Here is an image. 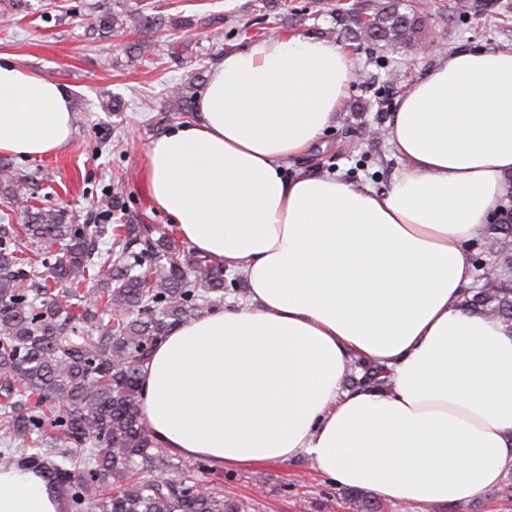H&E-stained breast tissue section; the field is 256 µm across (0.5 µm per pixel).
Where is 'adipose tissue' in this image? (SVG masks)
Instances as JSON below:
<instances>
[{
	"mask_svg": "<svg viewBox=\"0 0 512 512\" xmlns=\"http://www.w3.org/2000/svg\"><path fill=\"white\" fill-rule=\"evenodd\" d=\"M355 72L336 42L278 35L226 53L192 120L153 140L156 209L246 295L179 324L142 369L157 447L219 469L306 458L339 486L434 507L512 467V331L467 310L465 250L512 185V51L438 59L387 120L407 166L387 191L290 158L331 127ZM73 134L63 86L0 55V155ZM387 386H349L352 358ZM42 474L0 468V512H63Z\"/></svg>",
	"mask_w": 512,
	"mask_h": 512,
	"instance_id": "1",
	"label": "adipose tissue"
}]
</instances>
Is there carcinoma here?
I'll return each mask as SVG.
<instances>
[{
	"label": "carcinoma",
	"mask_w": 512,
	"mask_h": 512,
	"mask_svg": "<svg viewBox=\"0 0 512 512\" xmlns=\"http://www.w3.org/2000/svg\"><path fill=\"white\" fill-rule=\"evenodd\" d=\"M393 2L365 18L371 41L410 42L425 19ZM125 16L89 17L119 35ZM31 174L0 158V467L37 469L70 512H239L211 483L197 490L200 461L172 463L155 447L141 413L142 368L176 325L224 303V266L198 256L184 264L178 240L144 224H74L29 204ZM122 183L96 200L114 206ZM112 238L102 251L97 238ZM97 285L86 296L85 285ZM464 306H497L512 328V291ZM363 366L357 384H388ZM60 446L53 453L43 435Z\"/></svg>",
	"instance_id": "carcinoma-1"
}]
</instances>
